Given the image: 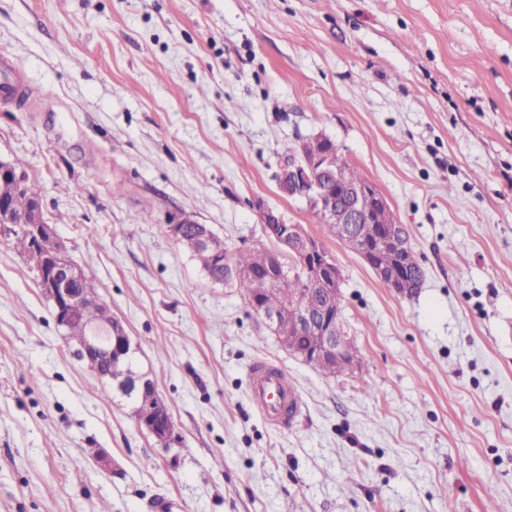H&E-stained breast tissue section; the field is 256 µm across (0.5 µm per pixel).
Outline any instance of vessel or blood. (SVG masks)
Segmentation results:
<instances>
[{"label":"vessel or blood","mask_w":512,"mask_h":512,"mask_svg":"<svg viewBox=\"0 0 512 512\" xmlns=\"http://www.w3.org/2000/svg\"><path fill=\"white\" fill-rule=\"evenodd\" d=\"M16 63L7 56H0V98L25 99L26 89L18 87L15 76ZM250 398L272 423H291L300 412L301 400L294 383L282 369L264 361H254L250 366Z\"/></svg>","instance_id":"1"}]
</instances>
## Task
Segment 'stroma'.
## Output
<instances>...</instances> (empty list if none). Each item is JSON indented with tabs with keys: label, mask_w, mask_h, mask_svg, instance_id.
Segmentation results:
<instances>
[{
	"label": "stroma",
	"mask_w": 512,
	"mask_h": 512,
	"mask_svg": "<svg viewBox=\"0 0 512 512\" xmlns=\"http://www.w3.org/2000/svg\"><path fill=\"white\" fill-rule=\"evenodd\" d=\"M1 53L44 95L0 100V159L40 186L174 438L76 357L0 231V512H512V0H0ZM317 132L404 225L414 295L281 195L284 144ZM259 200L340 267L352 371L292 354L169 231L238 251ZM257 359L297 386L293 423L251 402Z\"/></svg>",
	"instance_id": "35a3bbf8"
}]
</instances>
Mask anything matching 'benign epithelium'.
<instances>
[{"label": "benign epithelium", "mask_w": 512, "mask_h": 512, "mask_svg": "<svg viewBox=\"0 0 512 512\" xmlns=\"http://www.w3.org/2000/svg\"><path fill=\"white\" fill-rule=\"evenodd\" d=\"M312 139L324 144L323 149L312 156L299 149L278 176L280 191L318 208L320 217L330 224L365 225L362 234L347 237L346 245L369 264L381 249H409L402 225H375L373 214L387 207L385 197L375 184L343 181L340 174L332 173L335 141L322 132L313 135ZM26 191L25 176L13 163L0 159V228H7L32 241L27 257L36 271L40 288L52 301L54 318L59 326L68 327L85 306H98V321L79 343L77 354L102 374L112 367V354L130 353V338L112 319L102 299L82 288L85 275L68 256L54 225L44 219L41 198L34 199L23 212L15 209L14 197ZM257 212L260 223L276 240V251L266 259L263 267L272 274L286 275L288 267L281 262V257L296 258L300 269L310 277L317 298L314 302L298 303L291 313L268 308L256 301L251 303V309L274 331L282 320L293 316L297 334L310 340L308 347L293 351L299 358L310 363L329 364L338 373L353 369L357 361L347 358L350 340L344 331L341 315L334 310L335 298L341 290V273L334 257L302 225L290 224L288 230H283L281 217L261 202L257 204ZM169 229L178 240L192 234L195 249L209 260L224 257L223 240L206 225L183 219L169 225ZM372 270L397 293L403 294L422 285L397 265L374 266ZM119 390L137 403L138 424L159 447L167 448L174 433V423L171 415L159 414L163 397L155 382L145 374L132 373L119 384Z\"/></svg>", "instance_id": "benign-epithelium-1"}]
</instances>
